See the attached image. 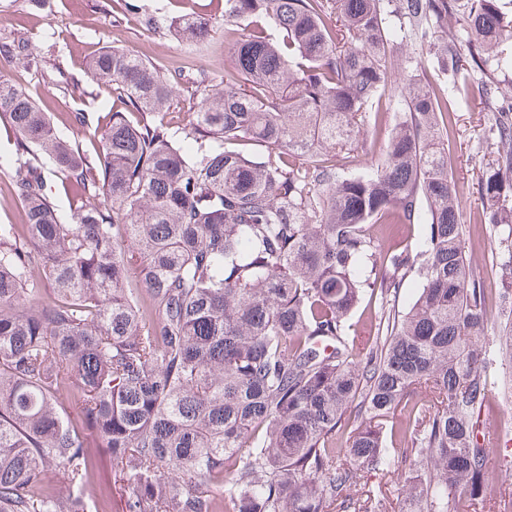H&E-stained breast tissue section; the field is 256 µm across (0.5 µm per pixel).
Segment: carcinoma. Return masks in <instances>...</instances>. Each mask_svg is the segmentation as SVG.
I'll return each instance as SVG.
<instances>
[{
	"instance_id": "1",
	"label": "carcinoma",
	"mask_w": 512,
	"mask_h": 512,
	"mask_svg": "<svg viewBox=\"0 0 512 512\" xmlns=\"http://www.w3.org/2000/svg\"><path fill=\"white\" fill-rule=\"evenodd\" d=\"M224 25L222 88L128 50L88 57L70 91L105 84L129 108L105 115L94 159L0 75L24 211L23 232L0 224V512H92L94 448L121 512H388L393 479L395 512H500L486 493L512 454L481 415L512 344L489 336L448 142L478 72L496 149L479 221L512 239V96L496 78L512 15L500 0H224ZM212 30L206 14L175 25L191 42ZM396 39L433 45L453 85L395 73ZM180 93L189 151L159 118ZM394 106L370 172L323 158H351L367 114ZM31 153L90 200L63 217ZM391 222L422 225L421 249L376 252ZM413 271L408 311L351 328L365 293L388 301ZM502 274L512 321L511 260Z\"/></svg>"
}]
</instances>
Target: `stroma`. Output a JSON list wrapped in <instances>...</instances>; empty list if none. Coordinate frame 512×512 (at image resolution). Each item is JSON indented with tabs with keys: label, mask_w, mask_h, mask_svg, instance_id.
Returning a JSON list of instances; mask_svg holds the SVG:
<instances>
[{
	"label": "stroma",
	"mask_w": 512,
	"mask_h": 512,
	"mask_svg": "<svg viewBox=\"0 0 512 512\" xmlns=\"http://www.w3.org/2000/svg\"><path fill=\"white\" fill-rule=\"evenodd\" d=\"M185 11H197L215 18L208 42L191 44L175 35L172 19ZM221 0H0V44L23 41L39 58L40 69L24 68L13 58L1 55L0 68L13 82L28 90L63 136L78 135L88 154H95L101 138L100 115L112 107L110 87L94 83L85 87L82 99L64 93L53 81L57 65L79 73L82 58L99 47L119 46L158 65L184 69L188 77L205 79L220 88L224 74L232 68V56L224 47ZM86 116L83 129L74 130L70 116ZM402 114L393 109L381 115L377 124L367 125L357 138L359 153L378 161L392 130ZM457 126L449 153L456 181L463 189L460 199L466 253L474 275L490 295L501 286L502 261L511 253L500 242L491 225L477 223L486 202L478 193L479 170L493 157L487 131L492 113L483 111L479 96L460 99ZM16 167L13 134L0 120V224H18L23 209L10 192Z\"/></svg>",
	"instance_id": "stroma-1"
}]
</instances>
